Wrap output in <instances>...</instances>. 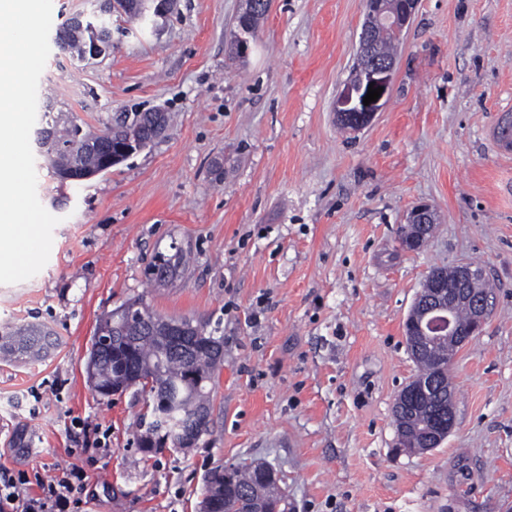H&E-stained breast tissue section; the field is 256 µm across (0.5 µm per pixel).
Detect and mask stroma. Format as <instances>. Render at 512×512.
I'll return each instance as SVG.
<instances>
[{"instance_id":"1","label":"stroma","mask_w":512,"mask_h":512,"mask_svg":"<svg viewBox=\"0 0 512 512\" xmlns=\"http://www.w3.org/2000/svg\"><path fill=\"white\" fill-rule=\"evenodd\" d=\"M243 0H170L106 22L112 52L51 46L38 112L100 128L155 109L165 134L111 170L60 181L35 276L0 284V325H45L38 361L0 359V473L71 469L79 512H199L215 467L263 462L288 512H512V0H419L384 107L343 130L335 100L356 61L363 0H271L245 56ZM427 202L418 251L397 237ZM187 252L158 285L156 256ZM482 266L494 308L456 353V423L399 450L396 392L417 373L403 326L431 268ZM142 299L224 339L209 431L190 449L133 440L145 394L101 397L86 364L100 319Z\"/></svg>"}]
</instances>
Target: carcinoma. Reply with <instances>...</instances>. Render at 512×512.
Returning a JSON list of instances; mask_svg holds the SVG:
<instances>
[{
	"label": "carcinoma",
	"mask_w": 512,
	"mask_h": 512,
	"mask_svg": "<svg viewBox=\"0 0 512 512\" xmlns=\"http://www.w3.org/2000/svg\"><path fill=\"white\" fill-rule=\"evenodd\" d=\"M380 58L394 56L398 39L379 32L375 35ZM53 137L55 149L50 166L58 177H63L74 163L96 172L101 167V155L96 149L103 131H94L69 117H56L48 129ZM135 308L144 318L157 323H175L184 326L195 336H206L215 342L210 352L189 356L172 349L159 337L160 330L124 325L123 331L107 336L106 341L93 345L97 354L96 391L109 397L112 394V379L118 369L141 377L138 383L141 392L148 395L151 406V421L147 432L154 438L152 447L162 448L166 444L176 445L186 433L202 436L208 431V422H200L198 413L210 411V392L207 384L214 378V371L223 361V339L207 331L201 323L187 318H167L151 312L142 300L126 303ZM52 333L40 325L10 328L0 333V354L8 359L23 360L38 357L53 347ZM457 346L443 343L436 354L415 357L418 366L416 378L448 379V354L455 353ZM448 405V393L435 394L402 416L405 435L401 439L406 448L419 444L430 431L433 413ZM233 482L224 497L217 502L215 512H252L259 501L274 503L279 499L276 487L260 483L258 467L242 464L231 468Z\"/></svg>",
	"instance_id": "carcinoma-1"
}]
</instances>
